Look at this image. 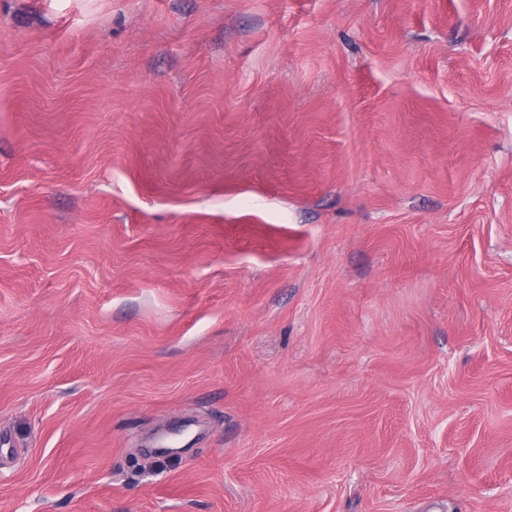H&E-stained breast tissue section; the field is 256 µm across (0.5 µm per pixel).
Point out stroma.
I'll return each instance as SVG.
<instances>
[{"instance_id":"1","label":"stroma","mask_w":512,"mask_h":512,"mask_svg":"<svg viewBox=\"0 0 512 512\" xmlns=\"http://www.w3.org/2000/svg\"><path fill=\"white\" fill-rule=\"evenodd\" d=\"M0 512H512V0H0Z\"/></svg>"}]
</instances>
